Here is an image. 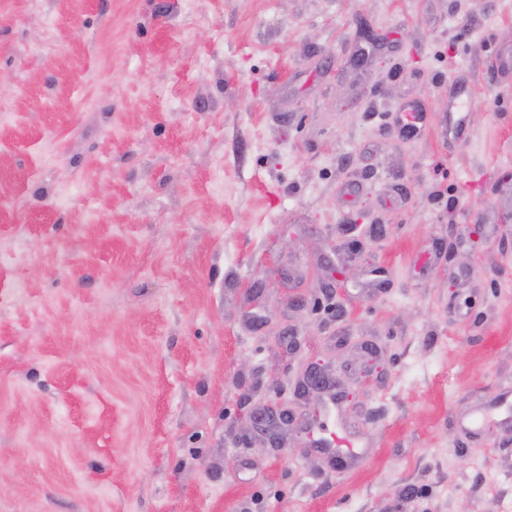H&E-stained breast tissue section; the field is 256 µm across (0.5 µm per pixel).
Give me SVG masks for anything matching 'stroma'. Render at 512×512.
<instances>
[{"instance_id": "stroma-1", "label": "stroma", "mask_w": 512, "mask_h": 512, "mask_svg": "<svg viewBox=\"0 0 512 512\" xmlns=\"http://www.w3.org/2000/svg\"><path fill=\"white\" fill-rule=\"evenodd\" d=\"M5 254L0 512H503L512 0H0ZM471 98L469 92L456 85L448 91V106L442 115V124L448 136L461 140L466 132V112L469 111ZM332 440L325 441V444L329 448H333L336 467L338 469H344L348 463L357 456V452L354 451V443L348 434H331ZM336 447V448H334Z\"/></svg>"}]
</instances>
